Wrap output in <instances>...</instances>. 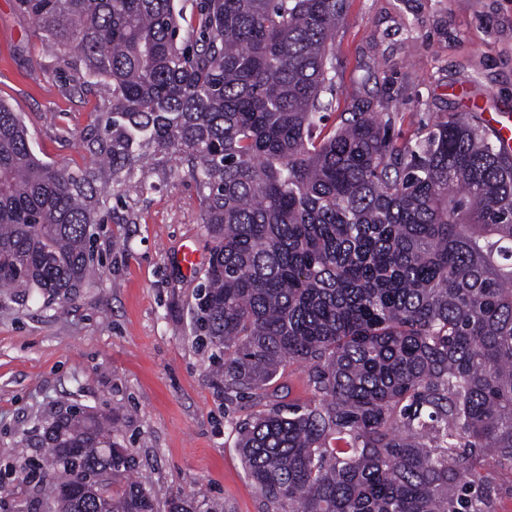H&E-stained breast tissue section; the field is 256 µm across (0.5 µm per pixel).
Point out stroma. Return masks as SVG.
<instances>
[{
    "instance_id": "obj_1",
    "label": "stroma",
    "mask_w": 512,
    "mask_h": 512,
    "mask_svg": "<svg viewBox=\"0 0 512 512\" xmlns=\"http://www.w3.org/2000/svg\"><path fill=\"white\" fill-rule=\"evenodd\" d=\"M333 65L330 128L360 99L397 114L402 141L451 118L512 114V0H343ZM72 75L16 0H0V101L21 112L41 159L76 171L107 93ZM110 205L111 220L91 227L103 264L73 299L0 288V512H39L40 486L21 471L73 407L114 419L134 467L113 489L145 475L161 503L182 492L219 512H272L234 427L255 408L309 402L306 369L287 365L261 401H225L213 351L194 333L203 272L178 261L186 246L209 258L195 182L158 165L116 187Z\"/></svg>"
}]
</instances>
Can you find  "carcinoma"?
I'll list each match as a JSON object with an SVG mask.
<instances>
[{
    "label": "carcinoma",
    "mask_w": 512,
    "mask_h": 512,
    "mask_svg": "<svg viewBox=\"0 0 512 512\" xmlns=\"http://www.w3.org/2000/svg\"><path fill=\"white\" fill-rule=\"evenodd\" d=\"M83 85L109 95L79 171L36 157L0 102V288L70 299L89 225L170 154L201 194L210 256L194 309L226 400L308 367L315 399L238 428L274 512H495L474 467L512 470V154L461 117L399 143L360 100L326 130L341 0H18ZM34 464L49 512H160L110 422L73 408ZM165 512H217L175 497Z\"/></svg>",
    "instance_id": "obj_1"
}]
</instances>
